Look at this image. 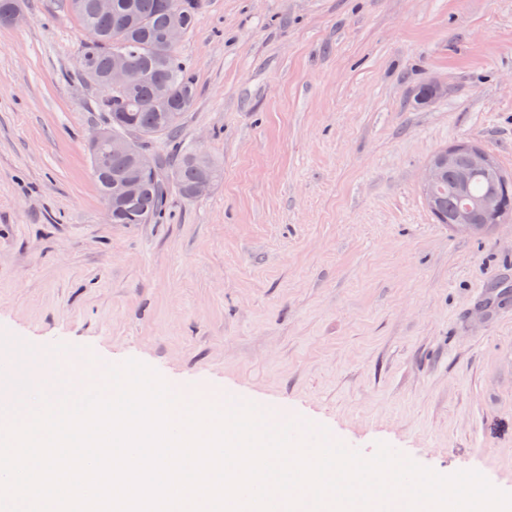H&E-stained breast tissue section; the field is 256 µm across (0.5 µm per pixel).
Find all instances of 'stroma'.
<instances>
[{"mask_svg":"<svg viewBox=\"0 0 512 512\" xmlns=\"http://www.w3.org/2000/svg\"><path fill=\"white\" fill-rule=\"evenodd\" d=\"M204 2L181 138L223 177L151 224L105 219L65 0L0 25V331L512 493V315L485 307L512 291V223L457 234L421 189L460 140L512 175V0Z\"/></svg>","mask_w":512,"mask_h":512,"instance_id":"obj_1","label":"stroma"}]
</instances>
